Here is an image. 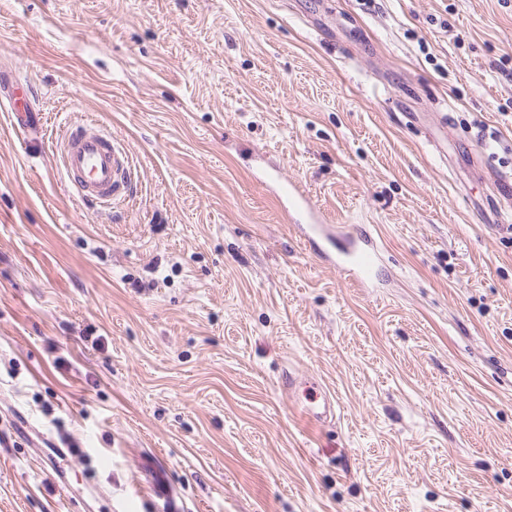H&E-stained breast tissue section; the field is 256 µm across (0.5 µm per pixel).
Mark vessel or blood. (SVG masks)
Instances as JSON below:
<instances>
[{"label":"vessel or blood","mask_w":512,"mask_h":512,"mask_svg":"<svg viewBox=\"0 0 512 512\" xmlns=\"http://www.w3.org/2000/svg\"><path fill=\"white\" fill-rule=\"evenodd\" d=\"M0 95V110L17 123L26 146H36L41 126L35 109L36 98L30 87L7 82ZM64 171L82 198L107 204L113 198L127 195L130 189L131 156L101 124L86 121L66 124L61 140ZM289 203V219L297 224L308 245H320V256L330 266L341 270L347 279L364 288L378 284L379 244L372 233L363 229L333 228L323 223L307 197L292 183L281 187ZM339 238L338 251L327 250L331 238Z\"/></svg>","instance_id":"vessel-or-blood-1"}]
</instances>
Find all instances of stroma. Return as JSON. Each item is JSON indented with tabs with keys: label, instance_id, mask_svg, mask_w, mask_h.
Here are the masks:
<instances>
[{
	"label": "stroma",
	"instance_id": "1",
	"mask_svg": "<svg viewBox=\"0 0 512 512\" xmlns=\"http://www.w3.org/2000/svg\"><path fill=\"white\" fill-rule=\"evenodd\" d=\"M0 71L44 117L0 112V512H512V0H0ZM87 116L134 157L108 209L57 150ZM6 94L0 95V110L10 112V117L17 123L26 146L34 147L40 142L41 126L38 111L35 110L36 98L29 86L5 78ZM282 195L289 203V219L297 224L305 242L310 246L317 244L320 257L330 266L341 270L347 279L362 288H374L378 284L377 270L380 263V248L372 233L363 229L337 227L323 224L308 202V198L298 191L291 182L281 186ZM339 238L344 245L337 252L323 248L332 237ZM322 243V244H321ZM328 394L329 396L324 395L322 400L315 406H303L302 413L308 420L321 423L335 416L336 401L330 393Z\"/></svg>",
	"mask_w": 512,
	"mask_h": 512
}]
</instances>
